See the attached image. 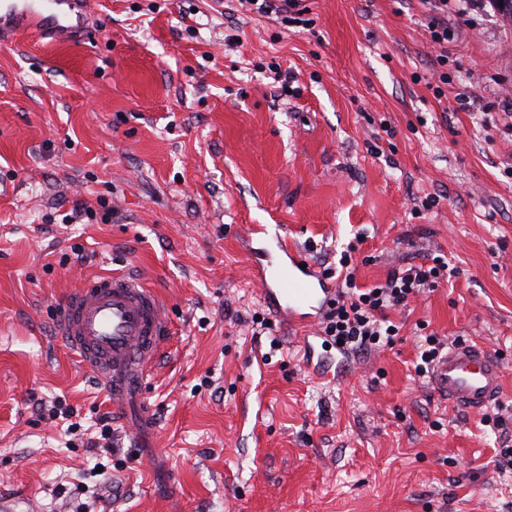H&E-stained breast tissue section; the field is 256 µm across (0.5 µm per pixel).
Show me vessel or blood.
I'll list each match as a JSON object with an SVG mask.
<instances>
[{
  "mask_svg": "<svg viewBox=\"0 0 512 512\" xmlns=\"http://www.w3.org/2000/svg\"><path fill=\"white\" fill-rule=\"evenodd\" d=\"M91 0H0V38L21 32L72 42L86 31ZM277 263L253 262L251 274L265 303L288 326L300 329L303 359L312 362L316 346L307 336L336 297L314 265L274 236ZM57 332L67 347L90 366L112 396V406L126 411L145 384L167 343L170 324L159 298L125 275L87 279L58 314ZM433 382L454 406L483 413L500 397L504 369L478 343L458 342L437 363Z\"/></svg>",
  "mask_w": 512,
  "mask_h": 512,
  "instance_id": "obj_1",
  "label": "vessel or blood"
}]
</instances>
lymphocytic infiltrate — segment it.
<instances>
[{
    "instance_id": "1",
    "label": "lymphocytic infiltrate",
    "mask_w": 512,
    "mask_h": 512,
    "mask_svg": "<svg viewBox=\"0 0 512 512\" xmlns=\"http://www.w3.org/2000/svg\"><path fill=\"white\" fill-rule=\"evenodd\" d=\"M242 9L261 16H276L286 26H309L308 9L302 0H238ZM348 245L339 264L342 272L335 300L322 321V331L341 351L369 352L391 346L399 334L390 320L389 310L408 304L409 300L437 288L449 268L442 257H433L431 265H410L392 270L385 282L368 288L356 283Z\"/></svg>"
}]
</instances>
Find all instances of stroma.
<instances>
[{
    "label": "stroma",
    "mask_w": 512,
    "mask_h": 512,
    "mask_svg": "<svg viewBox=\"0 0 512 512\" xmlns=\"http://www.w3.org/2000/svg\"><path fill=\"white\" fill-rule=\"evenodd\" d=\"M303 2L305 28L92 0L83 39H0V512H512L498 429L414 370L418 324L485 345L512 406V20L450 0L437 44L427 0ZM255 227L318 268L356 243L362 288L437 255L456 274L390 311L391 348L340 370L328 344L317 370L250 277ZM112 273L169 317L144 423L54 328Z\"/></svg>",
    "instance_id": "1"
}]
</instances>
